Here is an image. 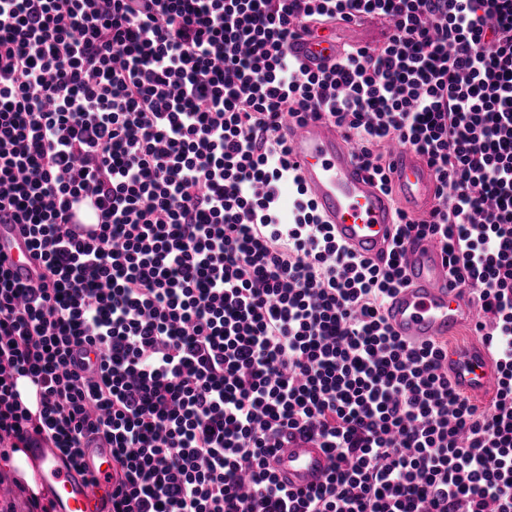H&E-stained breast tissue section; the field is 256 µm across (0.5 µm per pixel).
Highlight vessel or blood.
<instances>
[{"mask_svg":"<svg viewBox=\"0 0 512 512\" xmlns=\"http://www.w3.org/2000/svg\"><path fill=\"white\" fill-rule=\"evenodd\" d=\"M339 46L335 40L300 36L290 40L289 52L310 69L326 65ZM287 147L304 185L323 220L332 224L337 241L354 254L373 261L387 259L395 233L396 211L416 214L435 201L437 182L433 171L414 150L391 144V178L394 194L379 190L362 169L355 144L339 134L324 118L303 122L285 120ZM102 222L95 201L81 197L69 209L71 230L81 238L98 234ZM0 253L14 275L23 282L34 279L28 242L19 230L0 226ZM402 263L408 278L385 304L384 315L392 330L411 343L448 340L459 336L474 317L469 288L450 276L440 244L431 238L406 243ZM448 373L469 400L481 402L496 387V365L485 346L472 340L448 350ZM25 461L34 472L35 489H57V512H112L108 477L116 464L108 448L85 451L86 475L68 469L58 451L28 448ZM326 449L296 437L274 456L271 466L288 487L309 490L323 484L332 468Z\"/></svg>","mask_w":512,"mask_h":512,"instance_id":"b4317fda","label":"vessel or blood"}]
</instances>
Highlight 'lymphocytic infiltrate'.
I'll use <instances>...</instances> for the list:
<instances>
[{
    "label": "lymphocytic infiltrate",
    "mask_w": 512,
    "mask_h": 512,
    "mask_svg": "<svg viewBox=\"0 0 512 512\" xmlns=\"http://www.w3.org/2000/svg\"><path fill=\"white\" fill-rule=\"evenodd\" d=\"M363 19L388 40L315 71L288 52ZM286 115L333 119L384 191V143L433 170L386 261L337 243ZM1 224L37 270L0 256V447L73 469L111 448L112 512H512V0H0ZM413 236L472 290L488 405L454 388L447 343L384 320ZM297 435L334 459L308 491L269 466ZM102 222L101 212L95 201L81 197L72 201L69 209L71 230L80 238H91L98 234ZM0 252L11 262L13 274L23 282L35 279L27 238L18 228L0 226Z\"/></svg>",
    "instance_id": "lymphocytic-infiltrate-1"
}]
</instances>
